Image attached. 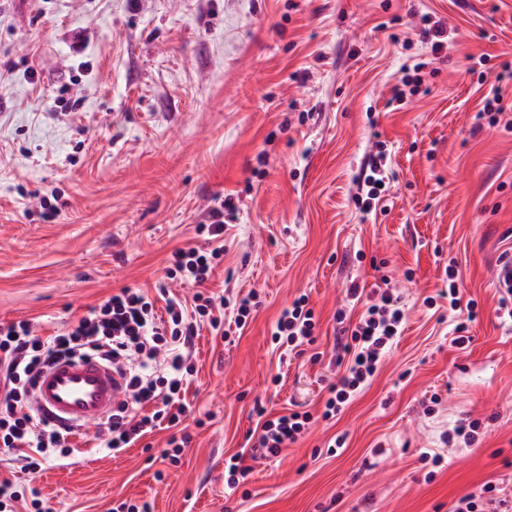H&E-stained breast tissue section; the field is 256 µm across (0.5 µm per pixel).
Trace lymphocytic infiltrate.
<instances>
[{
  "instance_id": "lymphocytic-infiltrate-1",
  "label": "lymphocytic infiltrate",
  "mask_w": 512,
  "mask_h": 512,
  "mask_svg": "<svg viewBox=\"0 0 512 512\" xmlns=\"http://www.w3.org/2000/svg\"><path fill=\"white\" fill-rule=\"evenodd\" d=\"M386 156L377 153L358 185L355 202L370 212L375 200L386 191ZM231 200L212 208L207 223L197 225L202 244L174 249L167 275L197 286L192 304L176 296L166 299L164 314L140 289L123 287L61 333L39 336L30 321L0 326V444L27 449L26 467L36 471L44 458L64 461L69 456L73 431L59 430L40 419L32 407L36 377L50 363L67 357L94 356L121 372L126 397L103 422L96 438L100 450L116 454L138 443L157 429L178 427L191 410L184 402L183 383L192 372L188 349L200 324H208L214 335L228 338L224 308H231L236 328H244L258 306L256 294L217 300L202 287L224 261V215L234 212ZM448 309L458 321L454 344L465 346L468 324L477 317L474 300L464 299L456 284L455 264H448ZM346 302L360 313L345 331L342 345L348 363L336 381L328 384V397L321 416L292 410L266 419L250 436L247 457H231L224 469V485L237 489L248 475L249 461L277 458L284 448L295 444L315 419L340 414L355 395L372 379L383 356L404 329L405 309L399 295L382 288L376 298L367 299L358 284L346 291ZM317 318L307 296L285 307L274 323L272 339L289 356L302 357L316 340Z\"/></svg>"
}]
</instances>
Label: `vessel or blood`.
<instances>
[{
  "mask_svg": "<svg viewBox=\"0 0 512 512\" xmlns=\"http://www.w3.org/2000/svg\"><path fill=\"white\" fill-rule=\"evenodd\" d=\"M123 394L124 381L111 367L94 358H72L41 373L32 402L56 424L87 427L111 414Z\"/></svg>",
  "mask_w": 512,
  "mask_h": 512,
  "instance_id": "b4317fda",
  "label": "vessel or blood"
}]
</instances>
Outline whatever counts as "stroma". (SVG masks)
<instances>
[{
	"label": "stroma",
	"instance_id": "35a3bbf8",
	"mask_svg": "<svg viewBox=\"0 0 512 512\" xmlns=\"http://www.w3.org/2000/svg\"><path fill=\"white\" fill-rule=\"evenodd\" d=\"M425 13L448 31L441 54L418 35ZM506 61L512 0H0V324L49 336L121 287L154 292L171 252L228 196L237 210L208 289L262 300L231 341L195 336L184 397L202 424L177 463L161 458L167 430L113 455L88 429L71 464L34 474L0 447V480L39 501L24 512L125 500L150 512H450L488 482L512 499V328L495 315L498 258L512 249V80L497 123L476 124L489 91L479 74ZM413 67L417 93L393 102ZM380 149L393 180L366 215L353 197ZM57 193L61 212L44 219L40 201ZM451 260L480 311L464 349L438 295ZM354 280L369 294L388 281L405 305L378 373L225 489L254 401L273 417L321 412ZM303 293L315 364L281 361L271 336ZM465 417L482 422L478 441L445 445Z\"/></svg>",
	"mask_w": 512,
	"mask_h": 512
}]
</instances>
